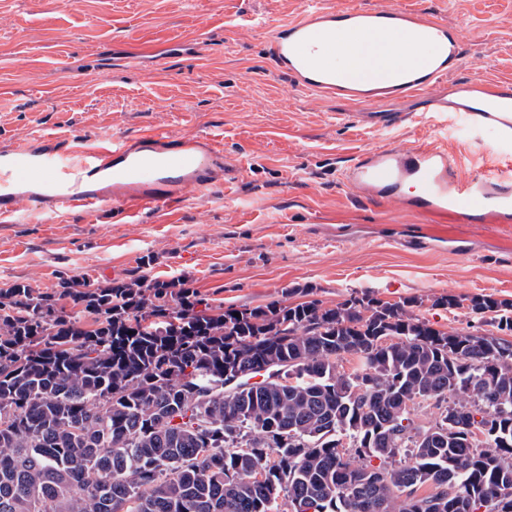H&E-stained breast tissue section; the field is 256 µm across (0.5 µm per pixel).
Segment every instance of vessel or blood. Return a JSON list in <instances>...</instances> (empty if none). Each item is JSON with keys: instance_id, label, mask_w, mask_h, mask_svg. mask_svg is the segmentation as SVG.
I'll return each instance as SVG.
<instances>
[{"instance_id": "obj_1", "label": "vessel or blood", "mask_w": 512, "mask_h": 512, "mask_svg": "<svg viewBox=\"0 0 512 512\" xmlns=\"http://www.w3.org/2000/svg\"><path fill=\"white\" fill-rule=\"evenodd\" d=\"M276 68L308 93L353 105L418 97L428 112L463 113L469 127L512 144V81L480 78L434 90L464 64L463 36L414 9L363 11L307 0L297 19L266 27ZM224 170V142L201 136L181 142L147 131L93 143L30 137L0 149V220L35 208L48 215L93 213L109 205L128 211L205 193ZM419 194L425 237L468 243L475 218L499 232L512 230V175L455 177L447 153L427 144L362 154L349 186L388 200L406 183Z\"/></svg>"}]
</instances>
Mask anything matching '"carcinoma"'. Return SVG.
<instances>
[{
    "mask_svg": "<svg viewBox=\"0 0 512 512\" xmlns=\"http://www.w3.org/2000/svg\"><path fill=\"white\" fill-rule=\"evenodd\" d=\"M61 287L69 313L0 288V512H368L376 494L512 512V345L437 330L413 299L224 310L182 279ZM470 309L512 329V302Z\"/></svg>",
    "mask_w": 512,
    "mask_h": 512,
    "instance_id": "cac0c4a2",
    "label": "carcinoma"
}]
</instances>
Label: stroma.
Returning <instances> with one entry per match:
<instances>
[{
	"label": "stroma",
	"instance_id": "1",
	"mask_svg": "<svg viewBox=\"0 0 512 512\" xmlns=\"http://www.w3.org/2000/svg\"><path fill=\"white\" fill-rule=\"evenodd\" d=\"M363 10L407 7L464 35V65L444 84L512 80V0H341ZM302 0H0L16 25L0 35V144L33 135L92 141L158 130L224 141V179L207 194L127 216L121 207L0 223V287L54 294L61 280L107 285L142 276L186 280L213 306L349 296L416 298L414 315L443 331L498 328L448 294L512 302V247L490 237L468 250L406 245L420 215L342 182L369 149L428 141L458 176L512 170V149L457 115L389 131L345 123L348 103L312 101L279 73L252 23L287 22ZM94 69L99 82L83 80ZM151 257L142 265V257Z\"/></svg>",
	"mask_w": 512,
	"mask_h": 512
}]
</instances>
